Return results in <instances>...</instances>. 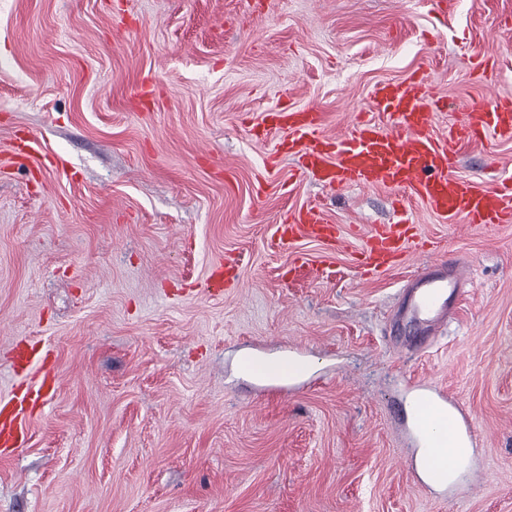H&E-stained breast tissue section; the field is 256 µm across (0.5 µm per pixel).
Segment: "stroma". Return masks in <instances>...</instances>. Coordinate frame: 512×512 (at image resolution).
Instances as JSON below:
<instances>
[{"label":"stroma","instance_id":"35a3bbf8","mask_svg":"<svg viewBox=\"0 0 512 512\" xmlns=\"http://www.w3.org/2000/svg\"><path fill=\"white\" fill-rule=\"evenodd\" d=\"M418 69L442 137L512 97V0H0V400L40 377L12 369L19 344L47 346L58 379L25 442L0 445V512H512V224L475 233L408 200L470 274L417 350L390 328L434 252L358 267L396 190L293 179L256 129L281 107L331 135L382 121L374 86ZM143 79L155 105L136 111ZM26 133L34 172L9 158ZM498 173L512 141L462 147L457 176ZM311 201L336 246L271 248ZM228 267L238 287L211 289ZM253 358L306 370L261 379ZM438 390L473 418L452 487L420 470L407 411Z\"/></svg>","mask_w":512,"mask_h":512}]
</instances>
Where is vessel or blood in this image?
<instances>
[{"label": "vessel or blood", "instance_id": "1", "mask_svg": "<svg viewBox=\"0 0 512 512\" xmlns=\"http://www.w3.org/2000/svg\"><path fill=\"white\" fill-rule=\"evenodd\" d=\"M431 82L429 72L421 70L405 81L378 83L372 96L387 123L355 114L347 132L335 138L322 134L323 115L312 108L272 110L265 113L263 122L285 131L277 149L298 157L295 177L339 190L396 187L440 220L465 219L478 233L512 224L511 177L484 183L455 173L462 145L491 137L512 140V99L500 98L488 107L471 109L440 139L433 135L432 126L442 102L430 93ZM339 236L338 226L326 219L321 204L313 203L301 208L293 222L280 226L277 245L284 249L307 238L333 246ZM422 247L417 226L408 220L377 224L362 247L361 266L369 274L385 271ZM467 281L466 266L456 262L436 261L417 275L403 297L399 316L418 327L419 345H426L430 328L450 315L454 299ZM46 360L39 346L25 345L18 347L14 367L23 371ZM53 387L54 380L49 377L39 386L0 401V444L11 446L22 439L25 415L43 404ZM422 411L425 425L437 435L429 460L434 469L442 465L464 432L458 418L460 408L448 393L438 392L424 403Z\"/></svg>", "mask_w": 512, "mask_h": 512}]
</instances>
